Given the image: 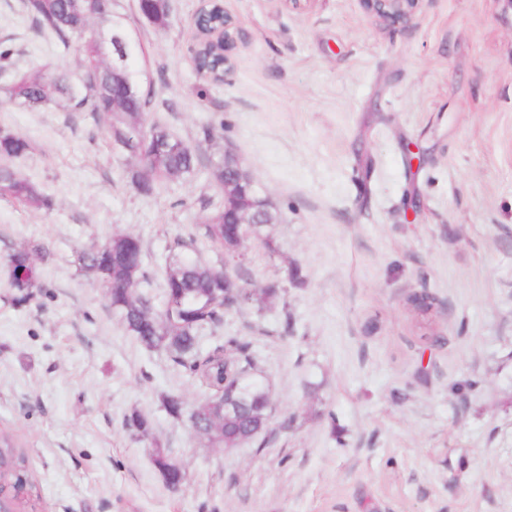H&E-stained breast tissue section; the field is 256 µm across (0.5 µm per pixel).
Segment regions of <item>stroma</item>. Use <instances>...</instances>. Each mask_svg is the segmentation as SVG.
Listing matches in <instances>:
<instances>
[{"label":"stroma","mask_w":512,"mask_h":512,"mask_svg":"<svg viewBox=\"0 0 512 512\" xmlns=\"http://www.w3.org/2000/svg\"><path fill=\"white\" fill-rule=\"evenodd\" d=\"M22 3L0 0V76L79 74V52L36 36ZM169 4L161 28L138 0H113L150 74L147 124L205 159L233 149L280 212L237 272L282 297L200 338L204 351L249 345L272 423L265 445L223 450L169 417L165 397L191 407L205 389L129 336L76 261L135 234L158 300L176 239L223 265L198 233L222 202L206 169L142 195L104 120L0 94V130L32 142L9 165L53 200L0 197V431L46 512H512V11L423 0L392 27L359 0H224L247 39L216 82L189 50L199 0ZM23 243L49 257L18 307L5 258ZM423 291L427 330L409 302ZM134 411L148 436L125 426ZM158 447L182 465L180 489Z\"/></svg>","instance_id":"1"}]
</instances>
